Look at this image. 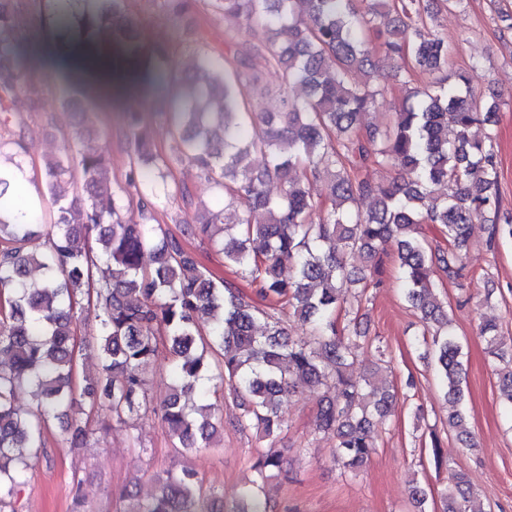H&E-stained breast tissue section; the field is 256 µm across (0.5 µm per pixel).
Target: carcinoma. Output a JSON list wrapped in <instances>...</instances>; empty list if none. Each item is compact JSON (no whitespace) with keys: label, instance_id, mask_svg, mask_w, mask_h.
<instances>
[{"label":"carcinoma","instance_id":"obj_1","mask_svg":"<svg viewBox=\"0 0 512 512\" xmlns=\"http://www.w3.org/2000/svg\"><path fill=\"white\" fill-rule=\"evenodd\" d=\"M62 0H0V112L40 111L44 85L19 49L23 19L38 20L47 41L83 56L112 54V64L134 78L169 71L174 97L167 119L174 141L169 154L156 152L153 122L138 113L126 121L130 148L127 185L138 212L109 191L110 171L92 146L93 108L69 100L64 111L87 128L74 143L45 161L42 191L56 206L50 224H10L4 215L21 210V194L5 196L0 177V509L9 505L42 447V427L70 416L66 441L84 446L90 431L79 418L81 401L73 379L78 367L75 329L85 308L100 321L94 337L97 378L82 396L101 403L118 424H128L153 405L143 366L160 356L171 378L156 412L162 428L186 453L208 448L223 420L207 402L212 389L229 386L242 413L237 425L257 427L268 438L283 427L281 398L297 389L324 386L335 397L320 399L316 428L338 440L337 460L355 472L370 459L377 425L394 415L397 397L377 365L355 376L349 368L361 348L358 318L338 327L348 311L345 284L349 258L366 271L385 246L396 247L406 301L433 329L435 368L448 399V427L462 447H472L464 410L462 347L448 329V311L433 276L457 283L467 273L472 223L498 218L499 163L492 126L499 111L470 87L463 71H448V36L435 17L464 0H206L215 15L240 22L224 40L226 51L199 50L194 71L175 68L170 45L146 41L128 0H100L96 11H66ZM176 21L194 0H155ZM281 72L275 92L262 84L253 59ZM389 66L407 88L387 122L368 119L380 90L369 75ZM433 77L412 86L414 72ZM299 87L303 94L295 95ZM275 94L279 108L264 100ZM8 160L22 168V136L8 141ZM265 158L256 169L252 155ZM212 186L222 204L198 205L199 231L224 254V263L248 275L253 296L216 279L163 225L154 223L156 187L181 166ZM395 167L400 177L379 183L371 173ZM330 182V204L309 191L313 179ZM283 193L271 197L267 183ZM364 199L374 202L368 214ZM448 239L432 247L421 226ZM111 278L93 287L96 254ZM150 258V264L144 258ZM294 276L281 274L283 260ZM311 326L292 337L279 313ZM489 353L503 364L501 390L512 411V342L494 321L480 326ZM31 393L36 412L16 406ZM437 469L448 473L444 512H484L465 473L453 468L433 437ZM283 461L269 449L227 512H268L265 485L283 475ZM158 493L128 496L124 512H222L203 490L196 472L157 477Z\"/></svg>","mask_w":512,"mask_h":512}]
</instances>
